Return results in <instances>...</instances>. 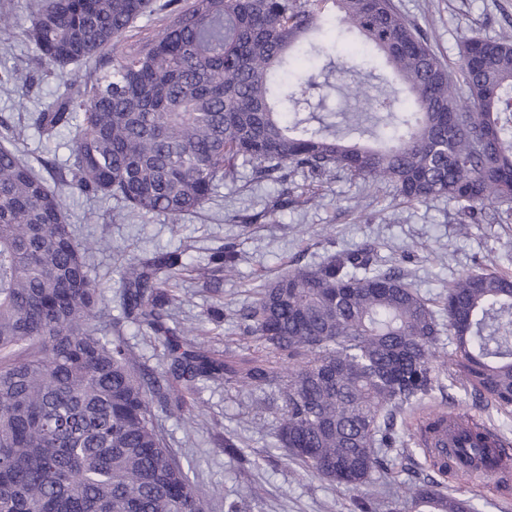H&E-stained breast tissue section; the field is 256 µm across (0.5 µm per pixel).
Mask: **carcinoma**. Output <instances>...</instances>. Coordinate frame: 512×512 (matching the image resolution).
Segmentation results:
<instances>
[{
	"label": "carcinoma",
	"instance_id": "cac0c4a2",
	"mask_svg": "<svg viewBox=\"0 0 512 512\" xmlns=\"http://www.w3.org/2000/svg\"><path fill=\"white\" fill-rule=\"evenodd\" d=\"M355 29L388 75L345 130L306 115L317 79L284 89L307 36L328 20ZM155 37L122 47L154 0H38L25 30L39 58L83 67L32 125L67 131L71 185L122 200L131 214L193 213L239 166L260 178L340 167L389 184L407 203L446 198L462 226L486 209L512 211V35L462 37L442 63L393 0H169ZM0 133V512H206L155 414L170 380L224 377L240 388L275 384L276 447L318 477L357 491L380 484L397 414L444 387L439 367L477 403L512 408V275L474 270L453 281L443 314L403 276L377 268L370 248L294 268L237 311L266 358L220 361L189 328L166 339L169 370L142 376L124 339L109 335L104 296L89 275L90 244L63 203L20 155L24 131ZM181 256L157 253L124 270L126 319L170 333L171 283ZM454 345L438 362L443 337ZM487 427L459 414L419 418L418 447L441 431ZM224 453L258 468L239 441ZM387 512H478L431 481L388 495Z\"/></svg>",
	"mask_w": 512,
	"mask_h": 512
}]
</instances>
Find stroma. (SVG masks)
<instances>
[{
    "label": "stroma",
    "mask_w": 512,
    "mask_h": 512,
    "mask_svg": "<svg viewBox=\"0 0 512 512\" xmlns=\"http://www.w3.org/2000/svg\"><path fill=\"white\" fill-rule=\"evenodd\" d=\"M417 24L448 64L459 59L463 34L496 38L512 33V0H394ZM33 0H0V66H19L27 83L0 87V119L26 128L21 151L50 184L59 185L64 207L78 240L94 243L91 277L102 287L113 335L124 338L143 372L163 373L167 348L146 328L124 319L119 308L125 267L157 251L179 252L186 265L174 285L181 304L168 325L199 328L200 342L216 355L234 348L242 357L257 356L243 338L235 311L251 301L265 280L302 266H314L351 249L372 247L379 264L401 271L427 298L445 293L461 274L479 267L512 274V218H492L461 226L447 199L399 203L391 186H374L346 172L332 173L316 187L304 175L287 173L274 181L256 177L250 166L234 182L218 184L198 212L178 219L129 214L120 200L89 198L57 172L70 154L69 137L45 140L31 115L79 79V72L48 73L24 31ZM234 251L238 262L225 272L221 256ZM179 413L158 409L166 441L183 463L191 465L207 512H224L225 500L244 502V512H355L356 491L329 484L274 447L281 400L277 387L252 391L202 379L193 388L174 385ZM432 407L458 411L495 428L512 441V415L474 403L460 386L434 393ZM242 440L260 467L241 468L224 453L225 436ZM421 449L391 461L387 484L433 479ZM444 493L472 498L479 512H512L493 477H465L441 484Z\"/></svg>",
    "instance_id": "1"
}]
</instances>
